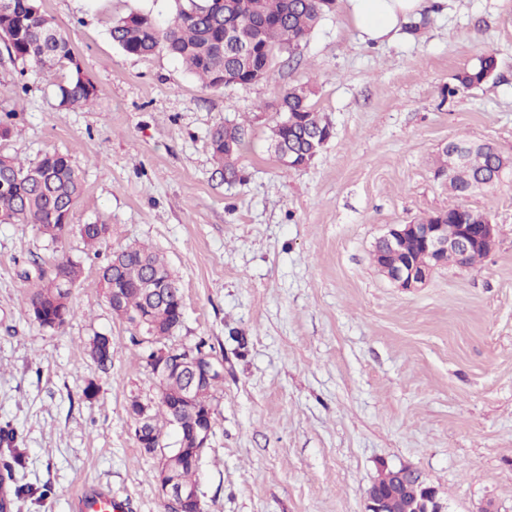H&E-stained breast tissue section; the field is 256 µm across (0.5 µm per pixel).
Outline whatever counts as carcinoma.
<instances>
[{
    "mask_svg": "<svg viewBox=\"0 0 512 512\" xmlns=\"http://www.w3.org/2000/svg\"><path fill=\"white\" fill-rule=\"evenodd\" d=\"M171 13L161 26L149 12H131L112 24L110 35L126 54L146 57L164 51L178 59L198 77L203 86L221 88L224 69L237 62V50L224 47V35L256 17L266 19L262 47L255 61L262 68L261 79L271 76L275 59L293 56L302 43L324 19L318 0H230L224 9L220 0H170ZM0 31L4 33L9 58L22 66L35 63L61 73L56 84L58 106L75 109L97 98L96 86L82 74L69 40L59 30L55 19L43 11L36 0H0ZM497 62L484 56L456 75L451 92L469 90L494 80ZM313 90L308 85L283 91L274 103L277 119L271 127V149L276 157L303 155L321 149L323 132L330 126L327 118L311 103ZM295 117L285 123L284 114ZM210 149L214 163L224 170V180L238 178L237 161L251 149L247 132L239 123L216 126L210 132ZM496 148L486 143L470 153L468 182L448 178V187L460 198L471 196L469 187L497 180ZM0 224H32L53 247L65 243L72 227V211L83 192V178L72 158L63 153H46L34 162H23L0 151ZM109 228L103 221L83 224L78 234L84 247L97 255L106 241L100 229ZM83 264L79 259L62 255L51 275L39 272L40 283L31 290L27 312L42 328L53 322L64 325L76 314L72 289L81 280ZM101 287L122 289V304L111 308L112 315L139 330L153 343L170 337L183 322V297L162 254L146 244L133 242L112 253L99 272ZM87 355L103 371L112 366V337L94 334ZM190 368H172L157 377L161 397L150 403L145 427L166 433L178 414L174 398L187 385L196 392V403L209 408L214 418V391L219 379L201 385L191 383ZM176 458L177 475L182 483L196 485L201 456L191 448Z\"/></svg>",
    "mask_w": 512,
    "mask_h": 512,
    "instance_id": "carcinoma-1",
    "label": "carcinoma"
}]
</instances>
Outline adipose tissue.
Returning a JSON list of instances; mask_svg holds the SVG:
<instances>
[{
  "label": "adipose tissue",
  "instance_id": "1",
  "mask_svg": "<svg viewBox=\"0 0 512 512\" xmlns=\"http://www.w3.org/2000/svg\"><path fill=\"white\" fill-rule=\"evenodd\" d=\"M447 0H347V11L363 40L388 43L423 13L444 9Z\"/></svg>",
  "mask_w": 512,
  "mask_h": 512
}]
</instances>
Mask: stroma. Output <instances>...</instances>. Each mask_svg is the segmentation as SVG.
Listing matches in <instances>:
<instances>
[{
	"label": "stroma",
	"mask_w": 512,
	"mask_h": 512,
	"mask_svg": "<svg viewBox=\"0 0 512 512\" xmlns=\"http://www.w3.org/2000/svg\"><path fill=\"white\" fill-rule=\"evenodd\" d=\"M344 5L269 80L214 90L167 53L113 42L129 12L166 21V0H42L98 90L90 110L58 108L40 68L14 65L0 42V114H14L0 151L70 155L84 177L72 224L112 226L99 255L66 244L83 262L78 314L49 329L26 311L22 274L50 271L56 252L33 225L0 224V481L12 512H72L87 485L127 512H165L160 457L139 447L127 413L131 396H159L149 348L98 286L132 242L164 254L183 296L166 347L203 340L224 363L199 465L204 512H365L386 466L416 470L445 512H512V178L467 200L496 228L472 268L444 265L404 290L374 261L387 225L458 205L437 171L441 146L485 140L512 157V0H448L383 45L360 39ZM485 53L494 82L455 92ZM306 83L334 134L290 169L268 149L271 105ZM228 121L252 143L230 184L209 146ZM97 333L114 342L106 371L86 352Z\"/></svg>",
	"instance_id": "stroma-1"
}]
</instances>
